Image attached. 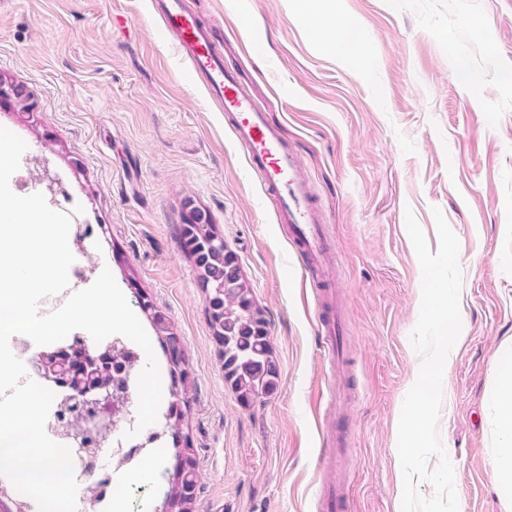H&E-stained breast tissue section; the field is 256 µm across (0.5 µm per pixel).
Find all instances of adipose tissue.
I'll return each instance as SVG.
<instances>
[{
	"label": "adipose tissue",
	"instance_id": "adipose-tissue-1",
	"mask_svg": "<svg viewBox=\"0 0 512 512\" xmlns=\"http://www.w3.org/2000/svg\"><path fill=\"white\" fill-rule=\"evenodd\" d=\"M302 20L318 35L319 50L327 56L340 53L336 39V0H300ZM488 406L496 418L498 444L492 466L499 483L512 484V368L495 372Z\"/></svg>",
	"mask_w": 512,
	"mask_h": 512
}]
</instances>
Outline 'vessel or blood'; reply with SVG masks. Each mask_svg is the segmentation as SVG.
<instances>
[{
	"instance_id": "b4317fda",
	"label": "vessel or blood",
	"mask_w": 512,
	"mask_h": 512,
	"mask_svg": "<svg viewBox=\"0 0 512 512\" xmlns=\"http://www.w3.org/2000/svg\"><path fill=\"white\" fill-rule=\"evenodd\" d=\"M156 6L163 13L167 31L181 56L205 82L211 97L222 103L238 144L252 162L274 209L289 224L307 270L319 278H330V250L320 216L311 203L312 190L303 174L299 152L244 89L242 73L226 66L223 54L213 46L209 30L198 22L187 0H157ZM316 303L318 332L327 343H335L340 319L333 293L319 295ZM327 441L325 467L346 468V439L335 422L327 424ZM347 498L348 491L342 484L324 485L320 508L322 512H345Z\"/></svg>"
}]
</instances>
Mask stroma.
Returning <instances> with one entry per match:
<instances>
[{
	"label": "stroma",
	"instance_id": "35a3bbf8",
	"mask_svg": "<svg viewBox=\"0 0 512 512\" xmlns=\"http://www.w3.org/2000/svg\"><path fill=\"white\" fill-rule=\"evenodd\" d=\"M216 48L239 60L300 153L331 247L341 348L322 344L317 282L279 223L223 110L179 57L155 0H0V81L28 104H0L27 144L21 195L92 227L71 243L96 280L110 269L130 306L146 295L183 344L192 382L182 433L193 448L191 512H320L334 474L321 424L347 422L351 512H395L400 412L419 356L410 334L421 268L413 211L430 248L440 209L456 234L461 333L442 386L438 435L460 512H503L485 402L512 336V0H338L318 52L297 0H188ZM480 78L464 83L458 61ZM210 218L269 323L276 391L243 405L224 379L206 292L180 228ZM123 512H153L163 484L121 471Z\"/></svg>",
	"mask_w": 512,
	"mask_h": 512
}]
</instances>
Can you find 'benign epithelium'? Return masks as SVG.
Here are the masks:
<instances>
[{"instance_id": "1", "label": "benign epithelium", "mask_w": 512, "mask_h": 512, "mask_svg": "<svg viewBox=\"0 0 512 512\" xmlns=\"http://www.w3.org/2000/svg\"><path fill=\"white\" fill-rule=\"evenodd\" d=\"M114 360L112 347L92 348L80 341L39 354L31 361L40 379L63 392L64 407L76 414L75 424L62 425V433L86 469L94 466L101 444L117 425L116 390L125 386L113 380L121 369Z\"/></svg>"}]
</instances>
